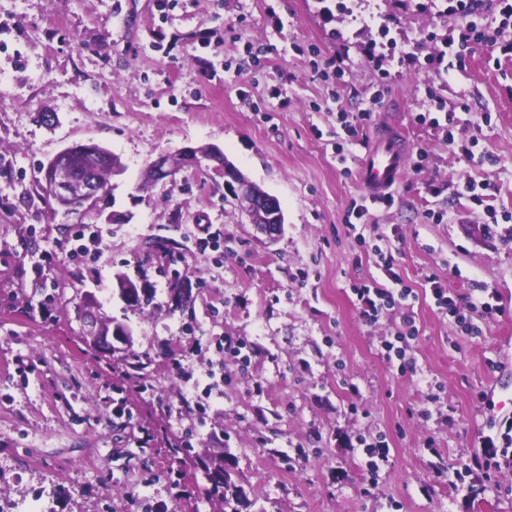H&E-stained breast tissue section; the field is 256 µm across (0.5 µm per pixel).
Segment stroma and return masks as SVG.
I'll return each instance as SVG.
<instances>
[{
    "label": "stroma",
    "instance_id": "obj_1",
    "mask_svg": "<svg viewBox=\"0 0 512 512\" xmlns=\"http://www.w3.org/2000/svg\"><path fill=\"white\" fill-rule=\"evenodd\" d=\"M473 20L495 40L464 65L405 61ZM436 97L483 162L419 123ZM368 107L348 139L338 112ZM384 132L406 144V171L359 241L346 225ZM88 142L125 169L81 219L35 181ZM205 144L277 197L276 242L229 200L214 162L147 180L159 157ZM469 178L489 183L486 206L512 212V19L491 0L473 14L449 0H0V500L224 512L200 466L220 451L240 512H512V467L490 482L462 469L512 422V222L483 229L485 206L453 195ZM83 222L103 243L74 260ZM211 230L217 246L201 247ZM383 235L414 295L369 323L352 288L381 278ZM160 240L180 243V262L146 254ZM121 275L154 289L152 303L126 308ZM176 276L192 292L184 312L167 307ZM432 276L481 336L441 313ZM77 279L154 359L153 390L81 344L74 311L46 305ZM485 290L502 314L471 309ZM407 316L417 334L388 358ZM378 441L389 454L373 474L363 445Z\"/></svg>",
    "mask_w": 512,
    "mask_h": 512
}]
</instances>
